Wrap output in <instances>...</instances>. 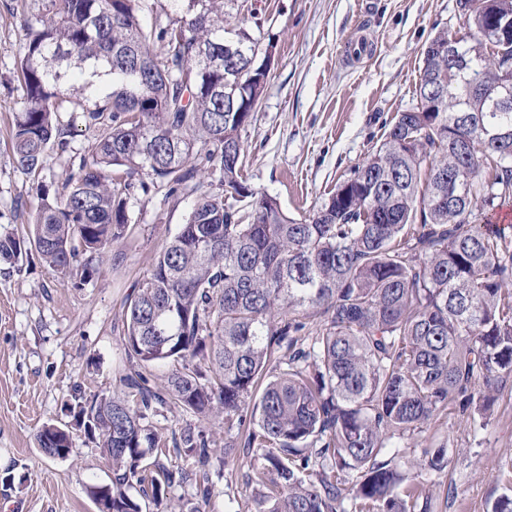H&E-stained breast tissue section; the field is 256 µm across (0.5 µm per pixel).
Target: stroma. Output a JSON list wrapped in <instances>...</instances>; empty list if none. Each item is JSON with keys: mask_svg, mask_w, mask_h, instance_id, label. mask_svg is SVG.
<instances>
[{"mask_svg": "<svg viewBox=\"0 0 512 512\" xmlns=\"http://www.w3.org/2000/svg\"><path fill=\"white\" fill-rule=\"evenodd\" d=\"M43 11V0H0V234H28L38 206L11 136L25 101L20 20ZM224 18L261 26L275 46L269 82L241 133L245 175L297 219L352 175L397 112L415 105L425 45L440 29L461 26L456 0H224ZM59 121L69 146L50 153L40 174L50 185L65 181L93 140L81 113H61ZM191 204L186 196L135 193L125 238L112 245L103 272L79 287L34 254L0 262V512H98L87 489L110 484L112 470L84 431L70 426L64 403L77 389L124 393L125 301L186 223ZM47 424L68 428L67 457L41 452L36 435ZM143 424L170 445L199 422L157 407ZM401 444L430 512H491L512 495V391L500 393L484 425L452 411ZM436 448L448 460L439 471L426 465ZM210 482L208 500L188 481L172 487L167 502L176 512H246L253 488L245 469L211 470Z\"/></svg>", "mask_w": 512, "mask_h": 512, "instance_id": "stroma-1", "label": "stroma"}]
</instances>
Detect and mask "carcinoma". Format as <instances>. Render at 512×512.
<instances>
[{"mask_svg":"<svg viewBox=\"0 0 512 512\" xmlns=\"http://www.w3.org/2000/svg\"><path fill=\"white\" fill-rule=\"evenodd\" d=\"M141 0H45L24 18L18 72L26 102L12 131L18 169L36 176L66 149L58 114L81 111L94 140L62 189L36 185L33 234H0V260L34 250L79 283L100 272L128 231L132 193L195 200L185 224L126 302L127 358L172 364L165 393L135 371L118 394L72 395L69 412L112 465L92 486L99 512H141L137 483L160 505L168 490L238 462L205 431L166 448L142 425L155 404L245 434L254 486L249 512H427L421 483L400 471L395 439L457 409L486 421L512 380V226L478 205L512 196V109L466 95L512 74V0H457L460 43L485 44L448 81L443 29L426 44L417 103L312 216L289 217L244 176L241 130L269 75L261 31L224 28V0H179L178 23L146 31ZM238 57H224V45ZM253 70L248 102L232 104ZM207 166L218 191L197 180ZM147 174L149 181L140 179ZM320 321L309 326L311 317ZM42 448L69 454L47 425ZM188 459L191 474L180 464Z\"/></svg>","mask_w":512,"mask_h":512,"instance_id":"obj_1","label":"carcinoma"}]
</instances>
